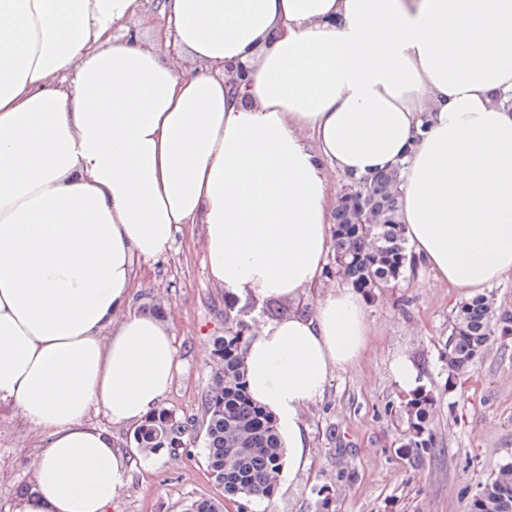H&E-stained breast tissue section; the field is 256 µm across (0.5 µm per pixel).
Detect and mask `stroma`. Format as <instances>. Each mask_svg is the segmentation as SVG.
Segmentation results:
<instances>
[{"label":"stroma","instance_id":"stroma-1","mask_svg":"<svg viewBox=\"0 0 512 512\" xmlns=\"http://www.w3.org/2000/svg\"><path fill=\"white\" fill-rule=\"evenodd\" d=\"M133 297L135 307L161 308L173 326L178 370L163 406L199 417L225 297L208 275L202 225H181L165 255L138 262ZM465 299L421 265L366 296L368 348L303 409L300 465L283 472L273 498L226 499L198 435L177 452L135 457L111 512H186L199 498L222 501L224 512H318L322 490L329 512H470L478 488L512 461V336L495 337L469 370L449 379V321ZM400 354L418 365L422 389L436 399L435 444L419 451L407 445L404 394L390 370ZM42 442L14 408L0 407V457L11 463L0 473V512H13L33 480Z\"/></svg>","mask_w":512,"mask_h":512}]
</instances>
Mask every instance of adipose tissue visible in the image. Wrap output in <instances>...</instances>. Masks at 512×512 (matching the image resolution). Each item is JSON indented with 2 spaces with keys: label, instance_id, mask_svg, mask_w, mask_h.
I'll return each mask as SVG.
<instances>
[{
  "label": "adipose tissue",
  "instance_id": "ef3b65f1",
  "mask_svg": "<svg viewBox=\"0 0 512 512\" xmlns=\"http://www.w3.org/2000/svg\"><path fill=\"white\" fill-rule=\"evenodd\" d=\"M0 0V404L44 445L16 512H108L137 424L177 366L171 325L131 311L133 260L204 227L230 296L322 285L334 181L399 168L415 254L461 293L512 276V0ZM250 65L245 94L223 69ZM371 328L336 284L259 325L254 401L289 454Z\"/></svg>",
  "mask_w": 512,
  "mask_h": 512
}]
</instances>
